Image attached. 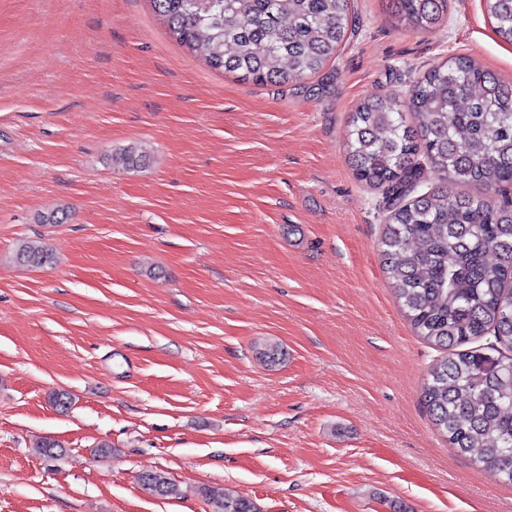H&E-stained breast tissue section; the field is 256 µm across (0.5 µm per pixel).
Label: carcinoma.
<instances>
[{"mask_svg":"<svg viewBox=\"0 0 512 512\" xmlns=\"http://www.w3.org/2000/svg\"><path fill=\"white\" fill-rule=\"evenodd\" d=\"M175 39L202 49L211 68L261 85L300 83L335 58L356 17L351 0H152ZM496 34L512 44V0H483ZM399 21L415 33L438 25L448 0H396ZM357 178L385 190L383 267L415 333L447 351L424 380L421 398L449 448L472 454L512 483V357L461 346L492 335L512 351V204L493 192L512 186V83L458 55L429 67L402 100L384 93L357 104L347 135ZM426 160L442 184L415 195ZM129 170L144 168L142 147L123 149ZM478 184L483 196L461 188ZM17 263L43 267L52 250L18 243ZM271 365L286 357L265 344ZM32 452L63 456L40 437ZM144 489L178 495L162 471L140 475ZM202 496L213 512H261L222 487Z\"/></svg>","mask_w":512,"mask_h":512,"instance_id":"obj_1","label":"carcinoma"}]
</instances>
